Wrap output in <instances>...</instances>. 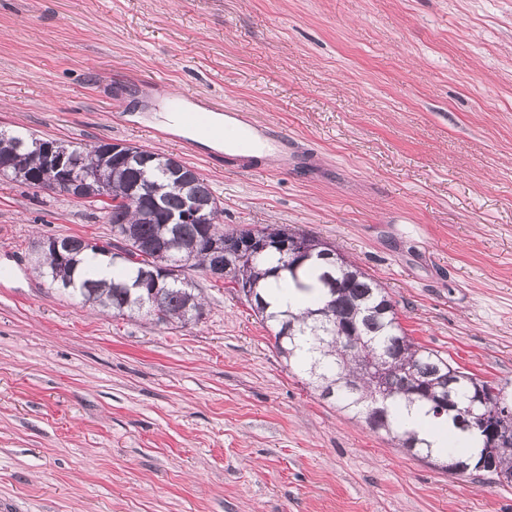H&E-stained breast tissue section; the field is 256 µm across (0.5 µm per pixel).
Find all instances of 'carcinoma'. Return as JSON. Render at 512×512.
Instances as JSON below:
<instances>
[{
  "mask_svg": "<svg viewBox=\"0 0 512 512\" xmlns=\"http://www.w3.org/2000/svg\"><path fill=\"white\" fill-rule=\"evenodd\" d=\"M38 138L22 140L0 132V157L11 167L0 170V177L29 184L33 171L31 145ZM139 159L112 157L105 161L99 146H82L77 158L78 170L86 176L103 174L104 186L90 181L84 189L87 199L105 192L100 201L107 223L120 235L129 259L109 260L112 278L98 277L94 260L107 253L81 246V238L68 236L73 244L70 260L57 263L45 260L35 269L50 286L69 283L68 294L83 303L99 307L114 317H147L157 324H187L203 315L202 298L189 287L186 271H207L225 261L226 251L235 246L237 235L263 237L273 226L256 229L224 230V208L214 196L207 180L186 163L142 147H135ZM210 214L206 231L198 224H170L171 214L179 212L188 194ZM332 257L315 275L306 266L297 274L286 269L285 256L278 247L243 261L224 266V283L247 289L253 295L251 309L260 322L274 330L279 353L307 374L311 384L324 399L330 398L343 410L364 419L376 433H385L399 447L415 455L438 458L427 440L402 427L399 408L414 405L448 424L457 440L448 443L446 458L469 466L457 455L459 448L474 451L483 438L463 427V411L471 403L472 387L468 373L438 353L415 343L401 327L394 305L385 289L356 263L348 260L332 243H327ZM273 278L281 285L308 295L310 306L301 314L269 310L261 294V281ZM389 303L390 311L376 307ZM352 322L348 336L358 348H347L342 340L343 321ZM388 354L387 393L376 403L377 392L362 371L372 353ZM450 394L457 410H444L443 390L438 383L450 371Z\"/></svg>",
  "mask_w": 512,
  "mask_h": 512,
  "instance_id": "1",
  "label": "carcinoma"
}]
</instances>
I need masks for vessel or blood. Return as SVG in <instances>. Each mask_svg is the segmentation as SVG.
Instances as JSON below:
<instances>
[{
    "instance_id": "b4317fda",
    "label": "vessel or blood",
    "mask_w": 512,
    "mask_h": 512,
    "mask_svg": "<svg viewBox=\"0 0 512 512\" xmlns=\"http://www.w3.org/2000/svg\"><path fill=\"white\" fill-rule=\"evenodd\" d=\"M178 128L158 130V137H178L190 153H205L216 163L236 169H265L288 157V136L278 127L260 123L245 112L227 111L211 99L177 95Z\"/></svg>"
}]
</instances>
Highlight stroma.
<instances>
[{
	"mask_svg": "<svg viewBox=\"0 0 512 512\" xmlns=\"http://www.w3.org/2000/svg\"><path fill=\"white\" fill-rule=\"evenodd\" d=\"M277 125L243 171L149 133L168 93ZM193 166L224 225H287L379 280L416 343L512 388V0H0V129ZM100 205L0 179V512H512L287 367L201 270L185 325L49 287L32 246Z\"/></svg>",
	"mask_w": 512,
	"mask_h": 512,
	"instance_id": "1",
	"label": "stroma"
}]
</instances>
